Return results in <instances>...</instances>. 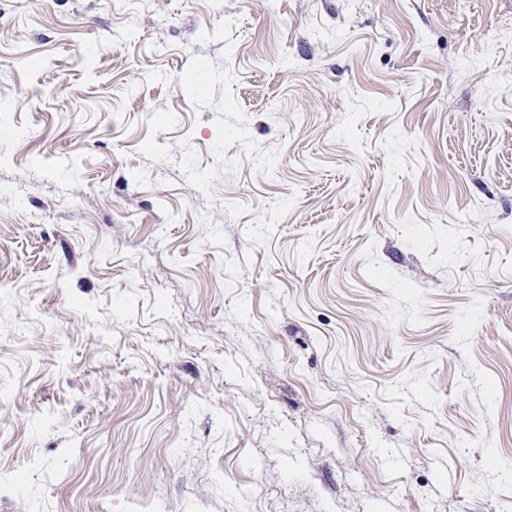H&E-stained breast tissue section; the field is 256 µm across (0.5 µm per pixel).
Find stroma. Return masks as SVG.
Wrapping results in <instances>:
<instances>
[{
  "mask_svg": "<svg viewBox=\"0 0 512 512\" xmlns=\"http://www.w3.org/2000/svg\"><path fill=\"white\" fill-rule=\"evenodd\" d=\"M512 0H0V512L512 500Z\"/></svg>",
  "mask_w": 512,
  "mask_h": 512,
  "instance_id": "stroma-1",
  "label": "stroma"
}]
</instances>
